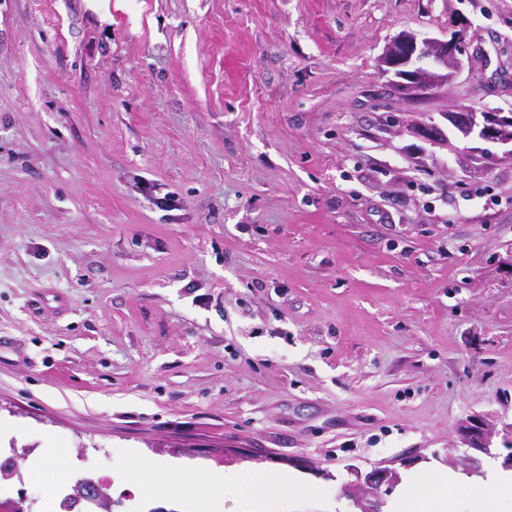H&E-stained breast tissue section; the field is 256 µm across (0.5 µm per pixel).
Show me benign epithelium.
I'll return each mask as SVG.
<instances>
[{"instance_id": "7a95c632", "label": "benign epithelium", "mask_w": 512, "mask_h": 512, "mask_svg": "<svg viewBox=\"0 0 512 512\" xmlns=\"http://www.w3.org/2000/svg\"><path fill=\"white\" fill-rule=\"evenodd\" d=\"M465 61L480 70L490 63L488 55L472 48L469 42L456 35L448 39L432 37L419 40L412 34L402 33L386 47L381 66L385 73L392 69L408 71L410 83L405 94L417 97L447 83ZM448 118L465 138L475 136L509 147L501 157L484 151L471 157L473 169L487 170L496 162L512 160V118L508 119L511 126L500 127L493 122V116L484 111L463 110L457 106L448 110ZM460 434L462 444L466 446L462 462L469 472L478 473L481 471L480 456L492 455L493 439L499 435L497 420L492 416L471 418L461 425ZM398 480L399 473L394 469H374L366 474L356 470L354 479L343 485L342 493L352 503L355 512H381L383 496L393 489Z\"/></svg>"}]
</instances>
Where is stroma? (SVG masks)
Instances as JSON below:
<instances>
[{
    "label": "stroma",
    "mask_w": 512,
    "mask_h": 512,
    "mask_svg": "<svg viewBox=\"0 0 512 512\" xmlns=\"http://www.w3.org/2000/svg\"><path fill=\"white\" fill-rule=\"evenodd\" d=\"M462 34L409 98L399 33ZM512 109V0H0V457L53 512L41 448L145 499L139 459L459 469L512 454V162L446 113ZM437 124L440 140L420 125ZM171 195L173 206L158 198ZM471 68L485 69L490 63L488 55L482 54L464 38L452 35L449 39L423 38L402 33L394 37L381 57L382 70L408 71L411 82L407 83L405 94L413 97L426 94L448 82L452 73L464 61ZM462 444L466 449L462 462L470 473H480L481 459L476 454L493 456V439L499 435L495 417H474L463 423L460 428Z\"/></svg>",
    "instance_id": "stroma-1"
}]
</instances>
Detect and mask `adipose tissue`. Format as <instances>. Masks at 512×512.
Listing matches in <instances>:
<instances>
[{
  "label": "adipose tissue",
  "instance_id": "adipose-tissue-1",
  "mask_svg": "<svg viewBox=\"0 0 512 512\" xmlns=\"http://www.w3.org/2000/svg\"><path fill=\"white\" fill-rule=\"evenodd\" d=\"M330 487L273 471H201L171 463L152 466L142 493L175 494L184 507L200 499L221 505L232 499L239 512H286L296 503L329 495ZM464 512H512V470L488 468L475 479L457 471L409 473L388 505V512H448L449 502Z\"/></svg>",
  "mask_w": 512,
  "mask_h": 512
}]
</instances>
